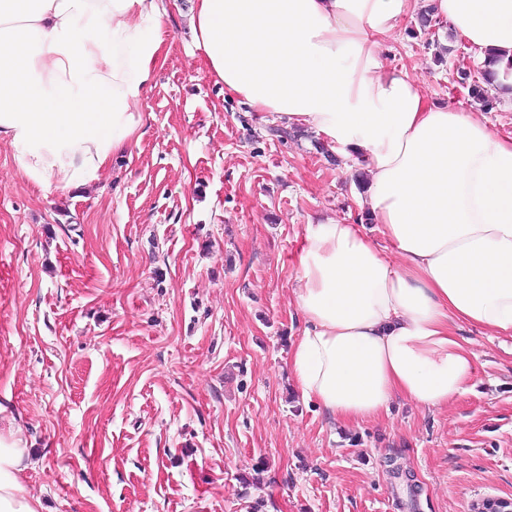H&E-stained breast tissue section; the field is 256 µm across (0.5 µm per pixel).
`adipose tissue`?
Returning a JSON list of instances; mask_svg holds the SVG:
<instances>
[{"mask_svg":"<svg viewBox=\"0 0 512 512\" xmlns=\"http://www.w3.org/2000/svg\"><path fill=\"white\" fill-rule=\"evenodd\" d=\"M432 5L512 84V0H193L191 43L225 90L305 124L367 182L353 221L307 225L288 362L333 418L431 409L468 388L464 324L512 337V137L483 112L430 101L381 42ZM160 0H0V140L48 191L97 181L139 139L167 42ZM372 220L381 242L364 231ZM399 255L392 263L382 249ZM0 440V512H38Z\"/></svg>","mask_w":512,"mask_h":512,"instance_id":"obj_1","label":"adipose tissue"}]
</instances>
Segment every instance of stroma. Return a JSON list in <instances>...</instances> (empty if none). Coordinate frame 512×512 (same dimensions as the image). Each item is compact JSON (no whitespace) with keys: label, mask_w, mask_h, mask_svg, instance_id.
I'll use <instances>...</instances> for the list:
<instances>
[{"label":"stroma","mask_w":512,"mask_h":512,"mask_svg":"<svg viewBox=\"0 0 512 512\" xmlns=\"http://www.w3.org/2000/svg\"><path fill=\"white\" fill-rule=\"evenodd\" d=\"M168 53L136 144L42 193L0 141V437L40 512H471L512 498V338L462 326L467 392L342 424L294 387L309 224L355 211L353 160L228 95L162 0ZM382 42L428 98L472 107L447 24ZM446 48L444 64L434 56ZM419 484L416 502L390 472Z\"/></svg>","instance_id":"obj_1"}]
</instances>
